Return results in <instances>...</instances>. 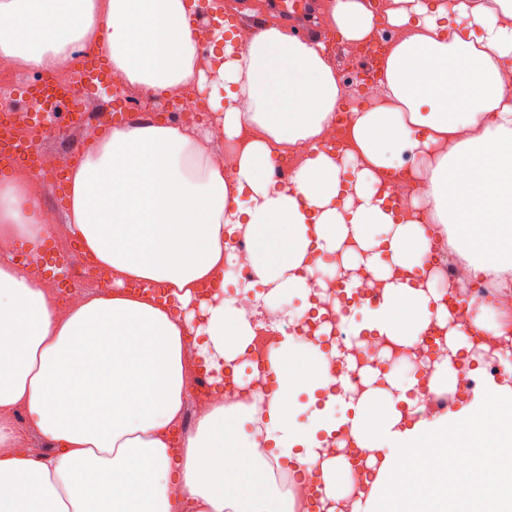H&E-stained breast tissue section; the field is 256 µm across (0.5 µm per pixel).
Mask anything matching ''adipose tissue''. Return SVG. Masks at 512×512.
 Masks as SVG:
<instances>
[{"instance_id":"1","label":"adipose tissue","mask_w":512,"mask_h":512,"mask_svg":"<svg viewBox=\"0 0 512 512\" xmlns=\"http://www.w3.org/2000/svg\"><path fill=\"white\" fill-rule=\"evenodd\" d=\"M208 0H0V59L21 70L60 74L85 48H102L127 90L176 96L196 89L231 144L218 162L201 128L141 122L95 133L70 169L67 221L97 269L112 280L72 305L56 301L44 276L0 258V512H294L288 482L316 466L323 489L314 512H447L410 498L401 469L444 448L506 444L494 411L512 415V373L485 381L467 401L426 414L417 380L397 368L364 372L365 391L333 394L332 361L354 367L339 345L322 350L291 328L313 313L319 334L336 298L286 311L321 255L353 289L360 269L381 288L361 328L412 348L430 325L445 331L432 393L453 392L455 364L471 336L500 337L512 315V0H390L397 30L384 68V99L350 114L343 158L303 157L287 182L275 172L303 142L324 136L342 89L323 41L271 23L247 42L213 28L201 42ZM327 26L348 43L369 39L377 21L365 0H325ZM412 164L431 192L412 199L425 221L380 194L384 175ZM232 179H225V165ZM39 195L30 174L0 183V232L38 245ZM489 222L487 233L471 230ZM474 274L498 288L496 304L469 303L456 324L433 283V235ZM244 240L255 273L242 281L251 310L224 296L217 274ZM161 285L167 302L128 293L126 282ZM211 283L207 299L196 290ZM282 339L270 354L271 384L230 395L203 413L179 456L169 438L183 415L196 365L241 374L257 326ZM303 367L302 387L288 372ZM307 401H299L298 390ZM26 412L43 452L16 447L14 417ZM306 422H297V415ZM248 425L247 437L228 426ZM346 429L370 449L361 485L345 457L331 455ZM232 449L249 465L224 471Z\"/></svg>"}]
</instances>
